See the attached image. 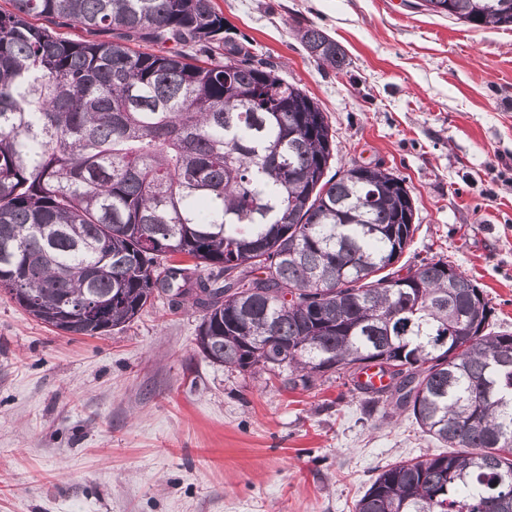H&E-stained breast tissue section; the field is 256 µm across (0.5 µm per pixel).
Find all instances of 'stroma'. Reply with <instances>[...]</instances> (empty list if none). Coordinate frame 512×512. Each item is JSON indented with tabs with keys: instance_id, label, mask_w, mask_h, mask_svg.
Masks as SVG:
<instances>
[{
	"instance_id": "stroma-1",
	"label": "stroma",
	"mask_w": 512,
	"mask_h": 512,
	"mask_svg": "<svg viewBox=\"0 0 512 512\" xmlns=\"http://www.w3.org/2000/svg\"><path fill=\"white\" fill-rule=\"evenodd\" d=\"M254 55L313 97L337 163L405 179L414 239L484 289L512 333V30L416 0H214ZM313 25L346 51L322 67ZM200 315L163 296L75 336L0 288V512H353L389 463L442 453L411 417L377 424L342 381L266 388L210 363ZM301 42L322 65L342 72L347 66L343 47L321 29L310 25L299 29Z\"/></svg>"
}]
</instances>
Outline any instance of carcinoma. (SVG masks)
<instances>
[{"label": "carcinoma", "instance_id": "cac0c4a2", "mask_svg": "<svg viewBox=\"0 0 512 512\" xmlns=\"http://www.w3.org/2000/svg\"><path fill=\"white\" fill-rule=\"evenodd\" d=\"M8 2L0 287L80 336L173 292L201 313L210 362L278 390L346 377L368 413H407L455 449L384 467L354 512H512V334L488 331L494 308L447 262L392 269L416 231L405 180L329 174L318 102L232 36L213 0ZM423 2L512 28V0ZM75 24L97 38L62 32ZM299 35L344 71L336 40ZM372 364L382 389L356 381Z\"/></svg>", "mask_w": 512, "mask_h": 512}]
</instances>
